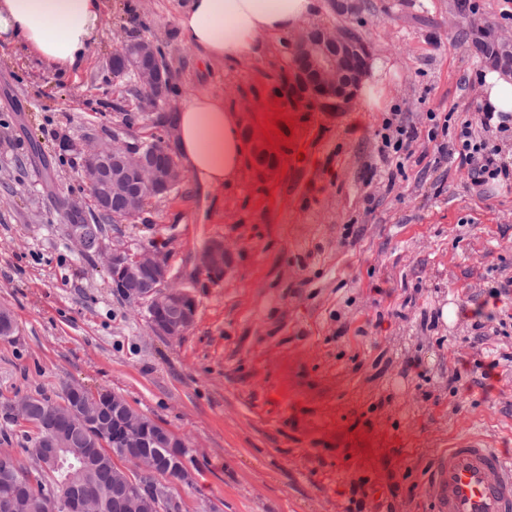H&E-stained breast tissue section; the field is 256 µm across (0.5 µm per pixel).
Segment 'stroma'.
I'll use <instances>...</instances> for the list:
<instances>
[{"label": "stroma", "instance_id": "1", "mask_svg": "<svg viewBox=\"0 0 512 512\" xmlns=\"http://www.w3.org/2000/svg\"><path fill=\"white\" fill-rule=\"evenodd\" d=\"M359 3L319 0L313 21L354 28L396 65L373 112L283 89L293 53L276 39L253 59H203L177 26L185 0H104L73 72L0 43V308L16 325L0 338V403L70 385L121 393L186 445L195 480L170 486L180 512H345L360 478L381 495L397 482L394 512H429L437 451L476 434L512 453V178L474 185L438 150L467 120L512 165V132L481 124L472 44L485 26L512 36V0ZM139 38L162 44L176 91L128 129L137 82L108 61ZM198 93L223 96L244 129L275 103L296 129L270 170L249 164L207 196L185 178L141 222L109 226L108 242L165 250L195 295V323L170 340L68 239L64 204L94 212L88 144L172 142L168 114ZM388 121L418 130L394 173L378 155ZM215 240L233 264L213 285L196 259ZM450 306L479 314L447 321ZM409 357L419 368L404 370Z\"/></svg>", "mask_w": 512, "mask_h": 512}]
</instances>
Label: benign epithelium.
Masks as SVG:
<instances>
[{"label":"benign epithelium","mask_w":512,"mask_h":512,"mask_svg":"<svg viewBox=\"0 0 512 512\" xmlns=\"http://www.w3.org/2000/svg\"><path fill=\"white\" fill-rule=\"evenodd\" d=\"M498 47L491 55V63L512 70V39L497 38ZM299 59V74L305 91L314 96L332 101L336 106L352 104L366 71L369 54L361 39L347 35L341 28L312 26L296 35L293 41ZM152 41L131 40L119 49L123 61V72L134 75L137 81L150 91V96L142 102V109L150 111L158 106L159 91L165 85L167 75L159 65L147 59ZM85 156L94 157L98 162L82 170V179L100 213L112 212V195L124 194L133 211L141 208L145 197L156 198L167 195L173 187L182 182L184 171L179 165L158 168L152 164L147 154L140 148L121 144L117 141L99 140L90 145ZM137 184L139 191H130L131 184ZM83 215L82 209L73 205L67 224L70 240L84 249L82 223L76 220ZM105 268L111 278L113 290L129 297L134 302H145L152 309L175 307L180 311L176 320L153 317L150 319L151 332L168 339H179L194 324L197 305L190 292L171 286L173 273L167 255L156 248H144L135 254L129 253L119 244L104 246ZM232 265V253L221 241L211 242L198 257L199 272L211 281L224 279ZM143 287L129 288V281L141 274ZM74 397L68 406L54 414V418L67 425L83 428L96 447L105 445L112 438V447L106 449L110 457L125 441L139 440L149 446L163 445L167 448H182L184 443L155 422L145 423L130 407L126 398L112 392L95 396L97 411H84L80 398L85 396L82 387L69 388ZM9 415L18 422H28L29 401L23 397L9 403ZM65 441L59 431L50 429L41 438V445L34 449L42 468L57 470L64 460ZM140 468L156 475L158 483L150 489L155 497L162 500L165 512H179L177 502L168 492V483L163 476L164 467L176 468L178 481L193 482V473L188 469L183 457L175 455L161 460L152 455L139 459ZM101 491L94 486L70 489L55 498L53 509L56 512H94L99 503Z\"/></svg>","instance_id":"1"}]
</instances>
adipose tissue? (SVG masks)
<instances>
[{
    "instance_id": "ef3b65f1",
    "label": "adipose tissue",
    "mask_w": 512,
    "mask_h": 512,
    "mask_svg": "<svg viewBox=\"0 0 512 512\" xmlns=\"http://www.w3.org/2000/svg\"><path fill=\"white\" fill-rule=\"evenodd\" d=\"M317 0H187L178 26L183 39L210 60L253 57L260 40L305 25ZM102 19L101 0H0V39L18 41L62 70L81 68ZM394 65L375 60L360 89L364 110L390 95ZM483 111L492 126L512 120V72L492 66L481 76ZM180 162L202 194L235 183L255 150L243 120L222 98L197 94L170 117Z\"/></svg>"
}]
</instances>
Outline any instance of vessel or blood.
I'll list each match as a JSON object with an SVG mask.
<instances>
[{
  "instance_id": "obj_1",
  "label": "vessel or blood",
  "mask_w": 512,
  "mask_h": 512,
  "mask_svg": "<svg viewBox=\"0 0 512 512\" xmlns=\"http://www.w3.org/2000/svg\"><path fill=\"white\" fill-rule=\"evenodd\" d=\"M432 512H512V455L475 440L445 448L425 473Z\"/></svg>"
}]
</instances>
